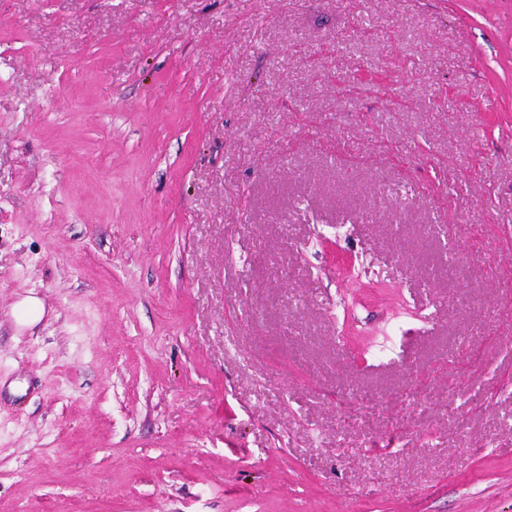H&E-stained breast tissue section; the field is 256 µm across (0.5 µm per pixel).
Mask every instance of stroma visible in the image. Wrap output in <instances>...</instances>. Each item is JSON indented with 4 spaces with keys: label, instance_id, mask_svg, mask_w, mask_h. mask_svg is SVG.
Here are the masks:
<instances>
[{
    "label": "stroma",
    "instance_id": "1",
    "mask_svg": "<svg viewBox=\"0 0 512 512\" xmlns=\"http://www.w3.org/2000/svg\"><path fill=\"white\" fill-rule=\"evenodd\" d=\"M0 512H512V0H0Z\"/></svg>",
    "mask_w": 512,
    "mask_h": 512
}]
</instances>
